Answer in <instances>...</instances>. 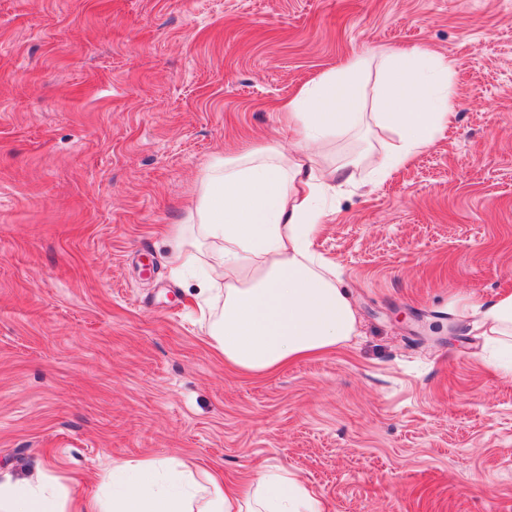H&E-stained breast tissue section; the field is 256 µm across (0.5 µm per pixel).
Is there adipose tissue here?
<instances>
[{"label":"adipose tissue","mask_w":512,"mask_h":512,"mask_svg":"<svg viewBox=\"0 0 512 512\" xmlns=\"http://www.w3.org/2000/svg\"><path fill=\"white\" fill-rule=\"evenodd\" d=\"M371 73L369 89L363 78ZM451 78L446 57L420 49L358 55L302 86L284 110L309 145L357 128L372 104L369 117L399 139L374 170L385 179L447 127ZM353 179L347 167L273 148L209 162L168 243L174 269L197 282L201 325L225 366L262 376L357 335L347 291L312 250L324 193ZM454 313L493 343L489 363L512 375V292L458 299ZM112 473L108 496L72 494L49 474L0 479V512H324L319 496L283 468L261 471L239 491L174 457L116 460Z\"/></svg>","instance_id":"1"}]
</instances>
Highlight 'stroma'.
<instances>
[{"label":"stroma","instance_id":"obj_1","mask_svg":"<svg viewBox=\"0 0 512 512\" xmlns=\"http://www.w3.org/2000/svg\"><path fill=\"white\" fill-rule=\"evenodd\" d=\"M453 66L448 128L391 178L371 124L313 249L349 346L225 369L171 271L212 156L299 149L279 105L349 58ZM512 291V0H0V474L111 495L112 461L177 456L237 486L296 472L328 512H512V376L456 323Z\"/></svg>","mask_w":512,"mask_h":512}]
</instances>
